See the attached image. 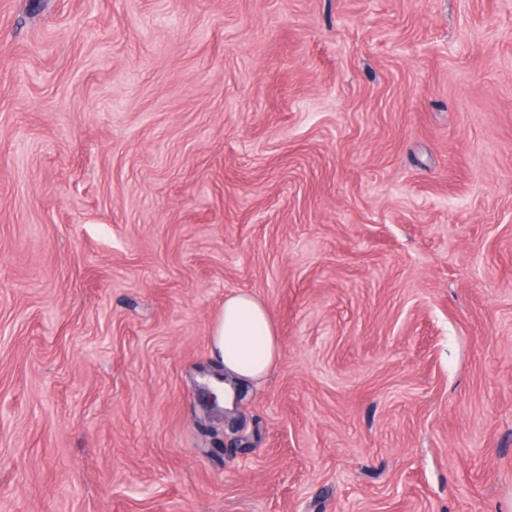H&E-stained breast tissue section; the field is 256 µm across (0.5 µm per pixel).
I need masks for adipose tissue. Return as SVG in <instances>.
I'll return each instance as SVG.
<instances>
[{
  "label": "adipose tissue",
  "instance_id": "1",
  "mask_svg": "<svg viewBox=\"0 0 512 512\" xmlns=\"http://www.w3.org/2000/svg\"><path fill=\"white\" fill-rule=\"evenodd\" d=\"M209 333L211 356L223 366L227 378L261 382L281 357L271 316L253 294L238 293L225 299Z\"/></svg>",
  "mask_w": 512,
  "mask_h": 512
}]
</instances>
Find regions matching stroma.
<instances>
[{"label": "stroma", "mask_w": 512, "mask_h": 512, "mask_svg": "<svg viewBox=\"0 0 512 512\" xmlns=\"http://www.w3.org/2000/svg\"><path fill=\"white\" fill-rule=\"evenodd\" d=\"M0 512H512V0H0ZM210 352L224 368V377L259 383L281 357V347L271 316L257 297L238 293L210 325Z\"/></svg>", "instance_id": "1"}]
</instances>
